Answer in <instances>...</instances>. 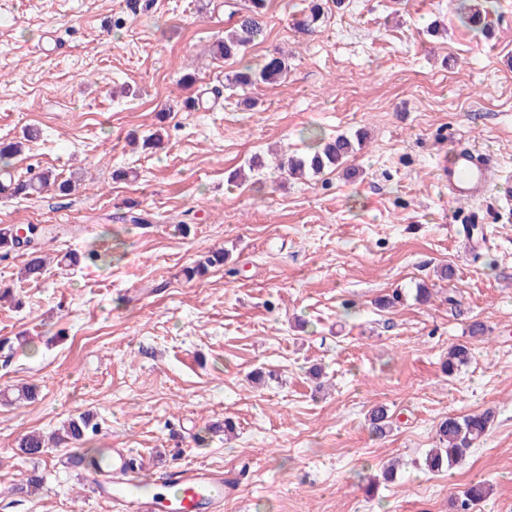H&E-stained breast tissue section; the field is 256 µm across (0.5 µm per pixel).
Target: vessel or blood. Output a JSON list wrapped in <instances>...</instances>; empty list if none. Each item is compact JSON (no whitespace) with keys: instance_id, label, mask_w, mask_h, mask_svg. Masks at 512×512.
Here are the masks:
<instances>
[{"instance_id":"obj_1","label":"vessel or blood","mask_w":512,"mask_h":512,"mask_svg":"<svg viewBox=\"0 0 512 512\" xmlns=\"http://www.w3.org/2000/svg\"><path fill=\"white\" fill-rule=\"evenodd\" d=\"M493 163L479 147L467 145L450 161L441 162L439 170L448 185L449 198L477 200L495 196L505 210H512V173L502 172L490 180ZM131 456L124 449H113L103 462L104 475L96 485L98 497L111 502L114 512H223L227 489L233 480L223 469L182 467L161 474L143 492L127 476Z\"/></svg>"}]
</instances>
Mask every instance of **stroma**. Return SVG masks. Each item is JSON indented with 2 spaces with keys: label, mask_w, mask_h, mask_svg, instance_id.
Here are the masks:
<instances>
[{
  "label": "stroma",
  "mask_w": 512,
  "mask_h": 512,
  "mask_svg": "<svg viewBox=\"0 0 512 512\" xmlns=\"http://www.w3.org/2000/svg\"><path fill=\"white\" fill-rule=\"evenodd\" d=\"M220 2L0 9V138L37 132L13 170L81 179L63 198L0 195V225L61 229L39 280L21 279L23 256L0 259V392L39 387L0 403V512H110L68 449L15 453L81 414L98 425L87 455L129 448L147 475L240 476L225 512H456L476 482L489 493L472 512H512V219L492 196L449 199L437 168L474 142L512 171V0H482L483 32L461 23L460 0H327L311 33L296 27L304 0H271L246 58L284 50L286 79L189 112L184 69L209 88L237 68L209 53ZM157 129L159 153L129 145ZM314 129L362 133L363 147L338 169L281 175L275 154L306 152ZM129 199L148 225L125 222ZM471 211L488 235L475 252L455 232ZM93 249L98 264L59 261ZM216 249L223 265L183 279ZM396 292V307L375 306ZM465 341L470 361L444 374ZM377 406L383 439L368 426ZM485 409V440L425 470L437 423ZM392 458L396 480L375 484ZM35 469L42 489L12 494ZM49 441L39 433H29L25 435L18 444V454L29 459L42 455L49 448Z\"/></svg>",
  "instance_id": "35a3bbf8"
}]
</instances>
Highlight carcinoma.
Returning <instances> with one entry per match:
<instances>
[{"instance_id":"obj_1","label":"carcinoma","mask_w":512,"mask_h":512,"mask_svg":"<svg viewBox=\"0 0 512 512\" xmlns=\"http://www.w3.org/2000/svg\"><path fill=\"white\" fill-rule=\"evenodd\" d=\"M224 10L227 15L228 27L224 36L216 39L211 53L217 59L243 60L248 49L260 37L265 29L267 0H226ZM324 19L322 0H308L306 13L297 21L302 31H310ZM461 22L473 29L486 27V15L479 0L472 3L460 13ZM288 72V62L284 54L277 50L264 57L256 64L246 63L239 69L225 76L224 88L235 91L252 86L261 81L267 84L279 82ZM309 139L313 141V150L307 154H294L281 164L287 174L294 177H303L307 174H317L325 169H336L347 163L355 152L353 141L339 135L335 138H321L311 133ZM23 148L21 141L0 142V166L5 167L3 173H8L6 167L10 160L20 154ZM62 195L71 194L76 188L74 178H65L49 170L39 168L30 169L26 175L15 177L9 183L0 184V191H7L14 196H31L41 194L48 189ZM53 229L43 226L37 241L20 237L13 226L0 228V253H22L26 256L23 274L27 280H37L45 272L44 245L53 239ZM224 264V252L216 251L204 260L184 270L186 280L191 281L196 276L205 273L208 268ZM471 347L460 343L448 351V358L444 362V370L453 375L457 367L469 358ZM492 413L468 414L463 417L448 416L437 424L436 439L438 447L431 449L425 457V467L430 472H439L450 468L462 461L476 442L480 441L489 431ZM372 434L384 438L390 431L391 421L386 409L376 407L368 415ZM97 432V426L91 420L80 415L68 421L64 433L51 438V441L38 433L25 435L18 444L19 455L29 459L42 455L49 444L55 446H70L78 448L82 445L88 433ZM486 487L482 484L471 485L462 492L460 512H471L474 504L484 498Z\"/></svg>"}]
</instances>
